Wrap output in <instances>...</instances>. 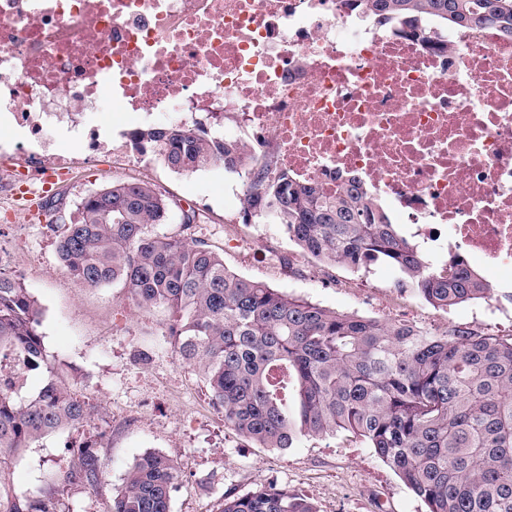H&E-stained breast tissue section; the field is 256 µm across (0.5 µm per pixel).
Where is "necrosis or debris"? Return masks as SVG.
<instances>
[{"label":"necrosis or debris","mask_w":512,"mask_h":512,"mask_svg":"<svg viewBox=\"0 0 512 512\" xmlns=\"http://www.w3.org/2000/svg\"><path fill=\"white\" fill-rule=\"evenodd\" d=\"M111 101L120 120L104 130ZM209 121L249 162L333 195L356 179L434 252L512 273V36L353 0H0V195Z\"/></svg>","instance_id":"4bbe7bcc"}]
</instances>
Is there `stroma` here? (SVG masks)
Instances as JSON below:
<instances>
[{
  "instance_id": "35a3bbf8",
  "label": "stroma",
  "mask_w": 512,
  "mask_h": 512,
  "mask_svg": "<svg viewBox=\"0 0 512 512\" xmlns=\"http://www.w3.org/2000/svg\"><path fill=\"white\" fill-rule=\"evenodd\" d=\"M77 164L76 178L55 204L69 214L90 191L122 179L152 183L179 207L198 214L190 230L224 256L236 274L285 294L348 314L399 321L443 334L464 325L512 338V288L484 269L490 298L439 310L398 287L383 264L355 271L319 261L291 241L282 225L231 221L224 210L230 177L212 168L176 173L154 158L118 172L106 155L85 159L63 145ZM58 229L19 219L0 221V248L16 253L13 272L41 306L46 351L69 375L74 393L88 396L93 414L81 430H61L28 449L15 468L19 490L40 486L52 469L67 464L65 448L98 440L105 464L99 489H72L68 512H107L130 466L145 453L172 456L180 477L170 512H220L224 498L277 484L308 497L319 512H425L424 504L373 452L349 433L308 437L294 448H262L240 436L211 404L197 372L180 363L164 334L163 310L136 309L124 288H89L61 266Z\"/></svg>"
}]
</instances>
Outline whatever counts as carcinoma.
Segmentation results:
<instances>
[{"label": "carcinoma", "mask_w": 512, "mask_h": 512, "mask_svg": "<svg viewBox=\"0 0 512 512\" xmlns=\"http://www.w3.org/2000/svg\"><path fill=\"white\" fill-rule=\"evenodd\" d=\"M364 12L429 16L443 25H498L512 35V0H357ZM131 149L171 170L247 165L238 144L174 126L131 135ZM171 203L149 182L116 180L85 196L56 245L64 269L89 288L119 284L140 309L167 314L178 360L202 376L225 423L262 448L306 437L361 438L427 507L426 512H512V340L454 326L437 335L341 313L245 279L223 254L182 233H161ZM243 223L266 217L316 259L353 270L385 264L399 285L446 310L486 299L489 284L458 253L439 267L356 182L327 196L287 174L252 173ZM41 312L21 279L0 272V512H63L72 488L96 490L105 464L83 444L36 490L14 467L28 448L79 429L88 403L49 360ZM42 374L38 388L29 386ZM175 461L150 452L127 471L108 512H170ZM222 512H318L307 497L267 486L224 497Z\"/></svg>", "instance_id": "carcinoma-1"}]
</instances>
